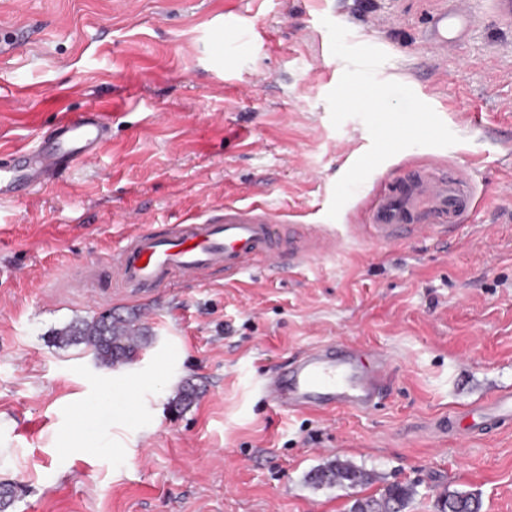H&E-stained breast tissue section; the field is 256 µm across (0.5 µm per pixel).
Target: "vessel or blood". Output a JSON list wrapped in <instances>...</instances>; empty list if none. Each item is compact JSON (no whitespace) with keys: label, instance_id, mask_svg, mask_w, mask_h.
<instances>
[{"label":"vessel or blood","instance_id":"obj_1","mask_svg":"<svg viewBox=\"0 0 512 512\" xmlns=\"http://www.w3.org/2000/svg\"><path fill=\"white\" fill-rule=\"evenodd\" d=\"M467 28L464 10H444L432 17L426 40L431 50L441 51L461 40ZM109 132L104 112L64 115L53 135L35 148L22 147L0 158V197H18L47 182L63 166L93 161ZM473 207L471 184L460 173L434 177L413 170L372 198L366 223L376 242L392 244L430 231L447 232ZM284 222L283 215L258 202L228 204L223 218L195 217L167 234L147 230L132 236L113 254L112 266L124 287L158 288L178 277L201 281L218 268L236 273L256 260L271 271L286 264L300 266L313 257L309 240L334 241L330 231L315 225L287 230ZM390 363L387 354L374 349L326 343L274 371L264 390L280 410H366L386 390ZM471 415L482 424L494 417H512V393L495 396Z\"/></svg>","mask_w":512,"mask_h":512}]
</instances>
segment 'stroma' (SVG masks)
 <instances>
[{"mask_svg":"<svg viewBox=\"0 0 512 512\" xmlns=\"http://www.w3.org/2000/svg\"><path fill=\"white\" fill-rule=\"evenodd\" d=\"M451 3L0 0L26 33L0 50V154L88 104L112 115L96 161L0 200L7 512H349L393 483L416 490L405 512H436L455 489L512 512V422L478 433L462 418L512 391V18L503 0H465L469 35L436 56L424 32ZM350 87L367 102L347 105ZM414 97L442 134L395 132L351 179L345 149ZM472 108L484 131L460 124ZM415 167L466 173L474 209L444 238L360 235L370 195ZM254 201L340 241L300 269L117 286L108 259L131 234ZM107 309L149 327L135 362L54 343ZM336 341L391 355L382 398L274 409L269 371ZM187 381L198 396L172 412ZM336 459L375 481L312 486Z\"/></svg>","mask_w":512,"mask_h":512,"instance_id":"1","label":"stroma"}]
</instances>
